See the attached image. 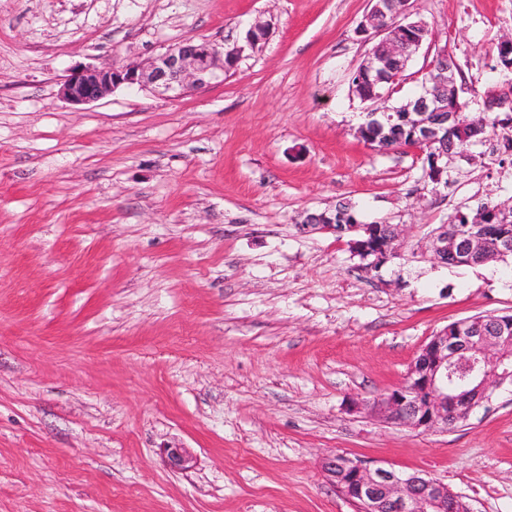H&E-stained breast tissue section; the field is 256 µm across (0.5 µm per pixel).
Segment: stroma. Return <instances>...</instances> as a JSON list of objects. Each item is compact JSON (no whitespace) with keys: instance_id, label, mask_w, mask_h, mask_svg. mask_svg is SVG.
Here are the masks:
<instances>
[{"instance_id":"stroma-1","label":"stroma","mask_w":512,"mask_h":512,"mask_svg":"<svg viewBox=\"0 0 512 512\" xmlns=\"http://www.w3.org/2000/svg\"><path fill=\"white\" fill-rule=\"evenodd\" d=\"M368 0H0V512H354L323 470L344 453L419 471L474 512H512V386L450 430L384 422L354 401L402 383L449 323L512 314V263L446 265L432 228L512 204V123L428 178L418 149L359 140L351 91L374 46ZM466 115L512 85L497 45L512 0H411ZM222 83L167 97L59 94L84 66L187 39L243 43ZM351 199L403 224L368 271L304 213ZM192 456L172 469L166 451Z\"/></svg>"}]
</instances>
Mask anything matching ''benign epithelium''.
Instances as JSON below:
<instances>
[{"label": "benign epithelium", "mask_w": 512, "mask_h": 512, "mask_svg": "<svg viewBox=\"0 0 512 512\" xmlns=\"http://www.w3.org/2000/svg\"><path fill=\"white\" fill-rule=\"evenodd\" d=\"M369 2L359 31L373 32L381 39L356 70L351 85L362 100L378 101L389 96L387 88L399 81L431 31L425 21L410 19V0ZM267 38L268 27L258 20L247 30L245 43L254 48ZM244 47L184 39L148 63L113 62L75 69L60 82L59 94L73 105L98 101L120 86L178 97L224 81ZM432 69L435 76L424 81L406 103L368 112L358 137L371 138L372 131L387 122L409 132L417 148L448 141L447 124L460 111L458 69L445 50L436 54ZM302 224L340 237L365 229L368 239H354L350 244L354 254L369 260L368 270L400 257L399 247L407 237L403 224L364 226L354 218L338 224L336 215L327 210L306 214ZM428 251L443 264L453 257L463 265L488 260L480 224L450 225L431 238ZM506 384H512V317H496L491 322L466 318L436 333L410 364L403 382L370 404V410L414 431L448 429L466 420ZM167 459L174 469L191 468V457L180 448L167 449ZM323 469L356 512H473L461 494L420 472H403L339 454L327 458Z\"/></svg>", "instance_id": "benign-epithelium-1"}]
</instances>
